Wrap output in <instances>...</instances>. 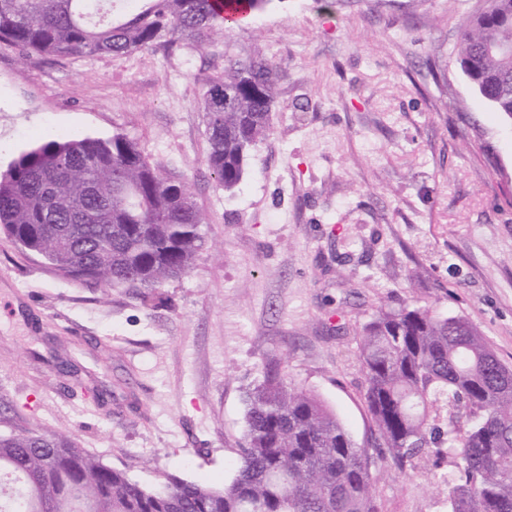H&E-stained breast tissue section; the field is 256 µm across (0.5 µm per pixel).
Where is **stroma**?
<instances>
[{
	"instance_id": "35a3bbf8",
	"label": "stroma",
	"mask_w": 512,
	"mask_h": 512,
	"mask_svg": "<svg viewBox=\"0 0 512 512\" xmlns=\"http://www.w3.org/2000/svg\"><path fill=\"white\" fill-rule=\"evenodd\" d=\"M481 5L271 0L202 46L0 45V171L43 142L121 132L208 219L189 273L153 292L67 279L0 232V434L62 432L142 485L219 487L273 365L368 445L359 342L380 308L465 318L512 366V121L457 62ZM228 53L279 67L269 134L230 194L199 107ZM457 462L374 455L379 512H448Z\"/></svg>"
}]
</instances>
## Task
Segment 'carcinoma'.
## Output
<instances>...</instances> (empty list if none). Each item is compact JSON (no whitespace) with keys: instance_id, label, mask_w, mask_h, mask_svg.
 <instances>
[{"instance_id":"cac0c4a2","label":"carcinoma","mask_w":512,"mask_h":512,"mask_svg":"<svg viewBox=\"0 0 512 512\" xmlns=\"http://www.w3.org/2000/svg\"><path fill=\"white\" fill-rule=\"evenodd\" d=\"M112 18L95 0H0V43L41 56H122L202 45L272 0H137ZM460 27L457 61L479 94L512 119V0H483ZM277 67L226 57L202 94L206 162L232 193L270 129ZM205 216L182 181L163 177L123 133L73 134L25 150L0 172V231L61 276L153 291L191 269ZM365 401L376 425L360 447L316 396L279 370L246 395L244 445L220 488L167 475L144 487L54 431L0 435V512H378L370 450L400 467L461 448L449 512H512V368L464 318L422 307L380 309L360 339ZM466 424H459L460 418Z\"/></svg>"}]
</instances>
